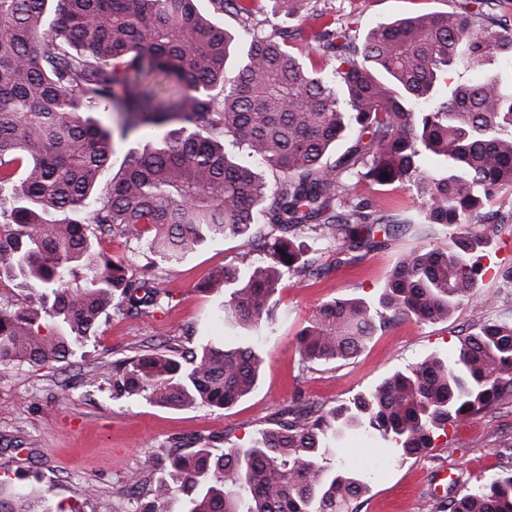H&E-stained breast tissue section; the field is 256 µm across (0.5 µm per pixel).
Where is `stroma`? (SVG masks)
Wrapping results in <instances>:
<instances>
[{
	"instance_id": "35a3bbf8",
	"label": "stroma",
	"mask_w": 512,
	"mask_h": 512,
	"mask_svg": "<svg viewBox=\"0 0 512 512\" xmlns=\"http://www.w3.org/2000/svg\"><path fill=\"white\" fill-rule=\"evenodd\" d=\"M460 2L317 0L337 22L355 23L362 32L406 15L448 11ZM355 193L383 197L388 211L408 218L405 232L381 249L359 253L355 265L333 267L303 282L285 279L273 296V329L260 341L264 364L258 385L225 410H174L116 398L109 381L90 385L86 374L149 344L223 335L224 326L216 318L222 295L200 285L224 265L259 263L260 253H245L238 239L227 237L168 263L151 252L147 236L118 231L103 239L107 254L123 261L130 274L168 293L169 303L137 318L108 311L69 363L0 369V477L21 476L26 483L49 488L51 512L60 507L139 512L140 499L128 491V481L168 441L223 436L230 443L246 444L277 410L299 401L333 406L428 356L454 360L463 330L478 318L512 317V210L503 208L486 227L489 244L478 306L461 305L441 322L408 318L386 325L355 358L299 371L297 335L319 305L339 296L377 302L402 253L449 241L457 233L453 227L420 224L418 203L404 188L381 193L361 185ZM340 445L347 450L346 461L361 459L369 467L359 512H429L436 497L512 473V402L448 427L422 457L391 458L385 448L356 431L344 434Z\"/></svg>"
}]
</instances>
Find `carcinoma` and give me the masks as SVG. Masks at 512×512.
<instances>
[{"instance_id":"cac0c4a2","label":"carcinoma","mask_w":512,"mask_h":512,"mask_svg":"<svg viewBox=\"0 0 512 512\" xmlns=\"http://www.w3.org/2000/svg\"><path fill=\"white\" fill-rule=\"evenodd\" d=\"M239 27L202 14L197 0H0V281L22 289L0 304V367L66 363L115 308L131 317L166 293L133 278L101 249L116 231L153 232L150 248L177 261L232 236L265 258L226 266L224 321L258 332L292 276L318 275L384 246L407 220L352 187L411 190L428 225L487 224L512 205V20L467 0L365 34L309 8L302 25L269 35L267 13L297 16L306 0H211ZM320 61L305 62L293 43ZM493 70L462 80L475 65ZM175 84L176 98L156 86ZM119 112L117 128L91 117ZM177 127L130 153L103 183L114 131ZM354 144L332 166L336 141ZM243 147L250 161L229 147ZM434 167L422 168L423 157ZM276 175L269 187L262 171ZM279 235L252 233L257 222ZM329 243L310 257L302 234ZM483 234L404 255L372 306L325 302L298 335L299 365L354 357L377 321L448 319L476 302ZM255 337L184 352L159 344L112 362V395L166 408H228L256 386ZM512 399V319L477 321L453 363L431 356L333 408L277 411L246 447L220 437L176 441L129 480L139 512H349L367 491L360 473L332 464L345 431L418 458L447 427ZM47 490L0 480V512H49ZM432 512H512V475L438 499Z\"/></svg>"}]
</instances>
